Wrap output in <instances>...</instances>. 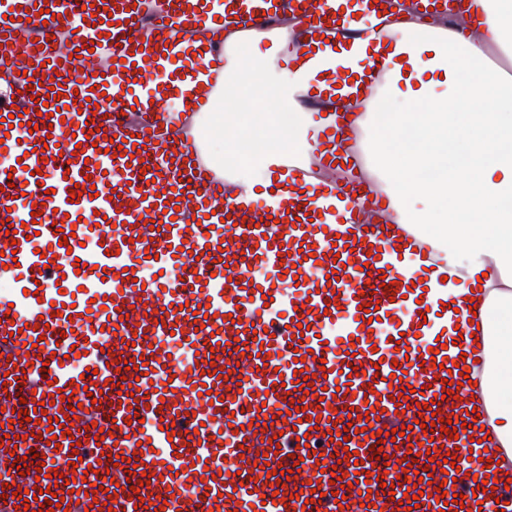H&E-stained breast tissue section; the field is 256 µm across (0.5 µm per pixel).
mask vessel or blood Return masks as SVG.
<instances>
[{"label": "vessel or blood", "instance_id": "obj_1", "mask_svg": "<svg viewBox=\"0 0 512 512\" xmlns=\"http://www.w3.org/2000/svg\"><path fill=\"white\" fill-rule=\"evenodd\" d=\"M343 2L170 0L148 22L134 0H0V80L12 89L0 119L26 108L19 125L0 129V276L14 284L0 298V488L29 490L32 512H46L37 494L49 487L69 512L104 502L112 512L149 503L158 512H341L354 502L367 512H512V474L485 451L468 401L444 393L475 366L462 351L467 324L448 327V265L412 225L367 222L382 201L362 187L364 153L339 154L335 125L324 126L318 169L273 166L253 196L232 193L198 146L161 131L169 99L205 105L224 94L230 53L189 40L194 27L253 33L295 17L284 52L293 64L296 48L356 36ZM44 8L78 57L39 49L29 21ZM101 56L107 66L83 72ZM340 166L345 184L322 177ZM88 182L94 195L70 201ZM36 199L47 204L37 217ZM256 267L269 279L257 281ZM374 299L379 307L365 310ZM173 341L190 371L170 366ZM69 354L80 368L65 365ZM42 401L46 420L25 421ZM436 414L456 439L424 435ZM369 425L380 438L367 437ZM18 447L34 452L24 476ZM458 448L473 451L460 470L446 461ZM272 467L300 473L274 487ZM423 470L431 482L420 481ZM481 479L499 486L478 490ZM185 480L197 494L183 495Z\"/></svg>", "mask_w": 512, "mask_h": 512}]
</instances>
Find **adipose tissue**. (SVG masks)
I'll list each match as a JSON object with an SVG mask.
<instances>
[{"label": "adipose tissue", "instance_id": "ef3b65f1", "mask_svg": "<svg viewBox=\"0 0 512 512\" xmlns=\"http://www.w3.org/2000/svg\"><path fill=\"white\" fill-rule=\"evenodd\" d=\"M378 24L366 16L365 37L281 70L258 58L252 41L229 37L224 124L234 125L244 90L287 107L292 155L308 165L323 125L320 108L305 106L308 90L331 108L337 67L360 78L383 61L360 126L386 125L397 138L411 128L419 143L379 154L365 147L367 187L386 197L385 221L422 226L448 263L449 296L475 308L484 361L473 405L492 447L512 460V76L487 63L493 52L512 61V0H462L445 24L406 4L383 39ZM397 98L402 107L384 111Z\"/></svg>", "mask_w": 512, "mask_h": 512}]
</instances>
